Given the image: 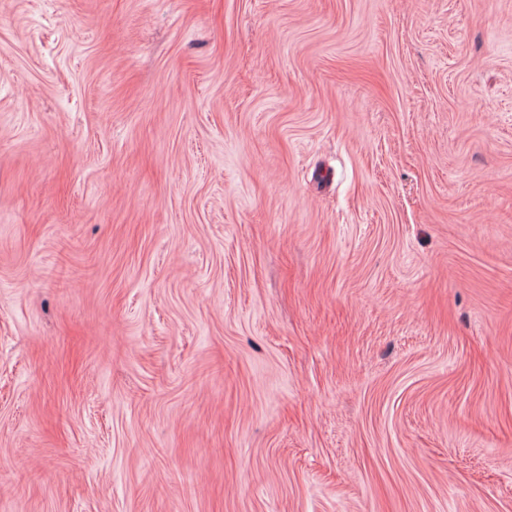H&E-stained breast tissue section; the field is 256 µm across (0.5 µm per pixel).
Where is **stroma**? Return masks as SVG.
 Segmentation results:
<instances>
[{
    "instance_id": "35a3bbf8",
    "label": "stroma",
    "mask_w": 512,
    "mask_h": 512,
    "mask_svg": "<svg viewBox=\"0 0 512 512\" xmlns=\"http://www.w3.org/2000/svg\"><path fill=\"white\" fill-rule=\"evenodd\" d=\"M0 512H512V0H0Z\"/></svg>"
}]
</instances>
